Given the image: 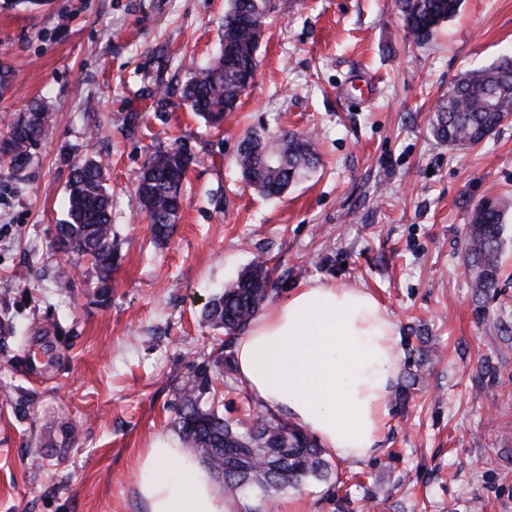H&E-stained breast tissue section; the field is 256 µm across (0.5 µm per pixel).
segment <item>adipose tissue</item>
<instances>
[{"mask_svg":"<svg viewBox=\"0 0 512 512\" xmlns=\"http://www.w3.org/2000/svg\"><path fill=\"white\" fill-rule=\"evenodd\" d=\"M396 324L367 289L312 281L256 318L235 342L239 379L273 415L287 416L330 456L371 457L398 364ZM148 512H246L177 439L158 436L139 465Z\"/></svg>","mask_w":512,"mask_h":512,"instance_id":"obj_1","label":"adipose tissue"}]
</instances>
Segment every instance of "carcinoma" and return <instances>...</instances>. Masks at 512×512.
<instances>
[{"label":"carcinoma","instance_id":"obj_1","mask_svg":"<svg viewBox=\"0 0 512 512\" xmlns=\"http://www.w3.org/2000/svg\"><path fill=\"white\" fill-rule=\"evenodd\" d=\"M461 0H397L406 33L414 41L427 39L459 9ZM271 11L270 0H227L224 11V47L238 65L226 66L219 50L192 69L183 98L211 126L224 124L243 96V81L255 76L259 40L248 30L263 25ZM512 115V57L466 72L437 106L432 128L450 147L475 146ZM50 133L43 106L32 102L27 112L0 139V156L11 170L22 172L30 150ZM318 160L316 139L308 132L263 137L247 134L236 159L244 181L267 196L283 193ZM193 159L180 148L153 151L142 167L133 199L146 213L154 238L171 236L183 201L182 188ZM505 227V205L486 199L476 205L465 233V260L471 273L474 313L486 316L485 303L495 297L501 272L500 254ZM61 252L92 261L98 273L100 297L112 288V270L120 252L112 230V200L105 186L104 168L90 156L77 163L69 184L66 219L56 225ZM269 267L252 264L247 272L203 308V319L224 330L216 355L195 362L175 387L172 430L195 458L234 495L258 491L266 508L276 506V496L298 490L310 482L332 488L339 482L333 464L315 441L297 425L277 416H263L247 424L224 414L214 403L216 381L225 377L230 387L235 372L232 345L237 335L258 314L272 291Z\"/></svg>","mask_w":512,"mask_h":512}]
</instances>
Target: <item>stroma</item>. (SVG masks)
I'll list each match as a JSON object with an SVG mask.
<instances>
[{"instance_id":"obj_1","label":"stroma","mask_w":512,"mask_h":512,"mask_svg":"<svg viewBox=\"0 0 512 512\" xmlns=\"http://www.w3.org/2000/svg\"><path fill=\"white\" fill-rule=\"evenodd\" d=\"M256 78L222 129L184 104L194 63L215 49L226 0H0V137L32 101L51 135L24 172L0 166V512H147L139 463L170 432L180 376L219 350L201 310L256 257L266 304L320 280L374 293L394 319L405 403L388 397L376 455L339 460L342 485L281 496L277 512H512V120L474 147L431 132L465 71L512 55V0H463L423 43L395 0H272ZM250 131L316 133L321 163L277 199L235 165ZM194 159L165 243L131 206L152 151ZM101 160L121 257L108 299L54 226L71 167ZM504 202L501 276L477 320L464 232L476 205ZM427 337L428 353L418 350ZM498 358L496 378L478 359ZM415 384H408V374Z\"/></svg>"}]
</instances>
